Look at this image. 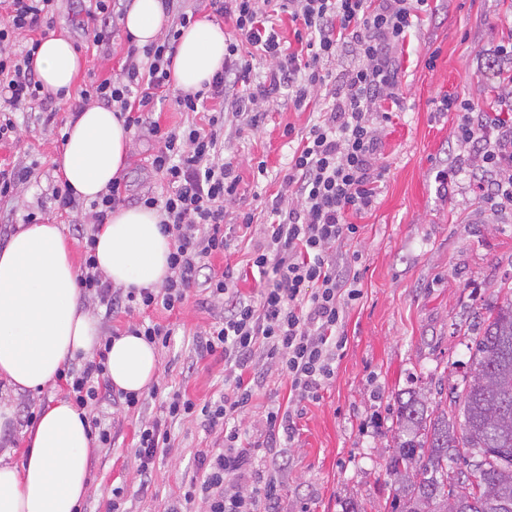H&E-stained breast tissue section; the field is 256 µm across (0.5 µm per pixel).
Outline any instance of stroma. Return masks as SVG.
Masks as SVG:
<instances>
[{
  "label": "stroma",
  "mask_w": 512,
  "mask_h": 512,
  "mask_svg": "<svg viewBox=\"0 0 512 512\" xmlns=\"http://www.w3.org/2000/svg\"><path fill=\"white\" fill-rule=\"evenodd\" d=\"M432 9L396 51L400 106L379 127L384 177L377 204L360 220L356 236L339 248L360 273L361 296L346 313L345 344L332 379L317 399L302 402L294 442L277 451L278 512H342L348 500L364 504L367 512H387L394 493L386 460L397 393L440 380L460 384L468 370L466 344L474 314L501 302V285L512 284V206L490 207L477 192L469 146L457 136L462 115L438 109L446 97L481 105L492 97L497 81L483 69L481 57L512 42V0H434ZM69 11V0H57L53 33L81 54L77 85L116 75L126 41L95 44ZM72 116L65 104L48 125L39 109L13 113L18 134L0 144V163L30 166L34 172L15 198L0 201V248L28 213L60 225L67 237L72 224L84 220V212L58 210L49 198L61 179L53 158ZM312 118L311 111H297L282 98L269 106L260 129L242 118L225 127L226 153L241 177V205L254 210L256 222H263L266 203L287 172L284 126L301 131ZM157 147L150 134L135 139L120 172L129 198L163 191L149 163ZM261 161L267 167L262 176L257 173ZM448 172L453 179L446 184L441 176ZM147 316L178 327L169 347L158 352L159 388L185 391L200 405L223 395V357L201 360L194 351L198 334L221 321L220 309L194 297L175 311L156 308ZM289 390L286 375L264 372L240 421L253 442L264 438L267 410L287 406ZM63 396L53 383L31 394L13 392L0 381V404L14 411L10 430L0 432V456L20 463L32 429L24 418L26 407L40 411ZM160 405V399L148 400L134 415L103 405L99 417L111 425L113 441L94 455L91 491L80 512H106L113 487L120 485L124 512H166L182 499L200 471V450L221 443L223 435L195 420L173 423L170 446L158 451L149 490L141 492L137 431L140 423L161 417Z\"/></svg>",
  "instance_id": "35a3bbf8"
}]
</instances>
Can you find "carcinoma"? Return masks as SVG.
Masks as SVG:
<instances>
[{
	"instance_id": "1",
	"label": "carcinoma",
	"mask_w": 512,
	"mask_h": 512,
	"mask_svg": "<svg viewBox=\"0 0 512 512\" xmlns=\"http://www.w3.org/2000/svg\"><path fill=\"white\" fill-rule=\"evenodd\" d=\"M461 392L397 394L391 512H512V289L467 343Z\"/></svg>"
}]
</instances>
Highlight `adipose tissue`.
Returning a JSON list of instances; mask_svg holds the SVG:
<instances>
[{
  "instance_id": "ef3b65f1",
  "label": "adipose tissue",
  "mask_w": 512,
  "mask_h": 512,
  "mask_svg": "<svg viewBox=\"0 0 512 512\" xmlns=\"http://www.w3.org/2000/svg\"><path fill=\"white\" fill-rule=\"evenodd\" d=\"M165 20L161 0H134L123 27L143 46L160 38ZM225 39L223 28L205 18L184 28L171 71L174 88L202 89L224 62ZM33 66L45 89L57 93L72 88L81 58L69 40L51 36ZM66 135L54 162L77 198L96 199L124 168L131 133L115 112L92 104ZM171 250L160 214L144 207L117 208L96 234L97 267L118 288L162 285ZM77 277L58 225H26L0 249V378L16 391H40L66 361L92 356L98 322ZM107 374L116 389L145 391L159 375L154 346L140 336L114 339ZM94 453L88 422L68 400L51 402L27 439L21 465L0 462V512H79Z\"/></svg>"
}]
</instances>
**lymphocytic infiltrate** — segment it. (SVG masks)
I'll list each match as a JSON object with an SVG mask.
<instances>
[{
  "mask_svg": "<svg viewBox=\"0 0 512 512\" xmlns=\"http://www.w3.org/2000/svg\"><path fill=\"white\" fill-rule=\"evenodd\" d=\"M112 0H78L74 16L94 42L111 41L117 24ZM54 0H0V143L17 135L11 114L40 108L45 116L58 103L81 109L94 101L119 112L126 128L147 131L158 143L151 165L167 185L165 193L144 194L138 205L157 209L170 234V274L159 288L112 287L97 270L94 233L76 224L83 245L78 276L85 296L107 312L131 314L155 307L174 311L197 288H204L224 308V319L196 339L199 357L224 356L222 399L196 406L186 393L169 392L163 418L142 423L136 443L140 476H149L159 449L169 447L168 426L202 417L208 429H222L221 448L204 451L203 470L192 478L185 502L203 498L208 512H261L273 507L274 484L253 470L255 448L237 420L251 404L258 379L254 358L276 364L291 382L298 400L317 398L334 373L341 348L339 330L348 306L358 299V276L339 263L336 247L352 239L358 219L375 207L382 172L376 125L389 121L400 103L397 48L427 12L429 0H209L213 11L231 24L224 63L198 91H170V67L184 27L194 14L162 0L170 24L157 42H129L124 63L111 78L81 86L73 97L51 94L33 67L34 57L51 30ZM298 24L299 52L284 46L269 11L270 4ZM22 52H14L17 37ZM265 57L269 69L253 82L246 52ZM355 66L333 74L329 65L339 55ZM330 87L329 99L306 131L285 126L283 134L298 145L279 190L267 208L272 222L255 225L252 211L238 209L240 177L233 158L224 154L228 116H246L260 128L265 108L280 96L303 107L315 91ZM170 107L186 114L182 126L161 127L155 114ZM460 108L466 118L460 136L476 143L481 161L500 175L494 195L512 205V101H490ZM258 229L251 265L260 277L274 276L257 295L239 292L231 270L215 271L210 259L229 252L239 229ZM111 337H102L93 358H75L57 374L59 385L77 410L90 414L94 444L110 447L111 429L92 412L111 395L107 360Z\"/></svg>",
  "mask_w": 512,
  "mask_h": 512,
  "instance_id": "f902f5d3",
  "label": "lymphocytic infiltrate"
}]
</instances>
